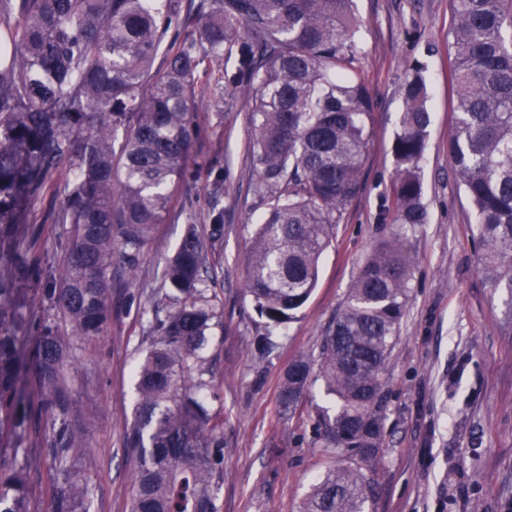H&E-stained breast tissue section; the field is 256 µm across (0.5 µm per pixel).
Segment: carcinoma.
I'll return each mask as SVG.
<instances>
[{"instance_id": "1", "label": "carcinoma", "mask_w": 512, "mask_h": 512, "mask_svg": "<svg viewBox=\"0 0 512 512\" xmlns=\"http://www.w3.org/2000/svg\"><path fill=\"white\" fill-rule=\"evenodd\" d=\"M450 6L448 155L471 205L478 263L512 302V0ZM361 52L355 0H0V512H32L30 478L43 465L56 477L52 512H91L93 489L79 473L88 443L69 387L75 341L108 323L114 255L135 274L153 226L165 222L207 90L227 109L240 93L252 102L257 191L271 203L247 260V291L276 324L305 304L334 227L363 188L374 103L356 66ZM202 72L217 74L212 89L198 87ZM403 98L396 232L363 265L319 357L337 401L324 431L363 461L382 445V375L409 299L405 232L427 219L419 162L432 116L421 69ZM48 195L61 200L52 223L69 229L60 262L40 268L26 224ZM223 233L222 224L206 236L189 228L154 301L124 431L130 512H218L224 433L203 394L218 312L202 285L206 239ZM31 277L43 313L29 348L22 285ZM311 373L308 358L288 366L283 412L296 414ZM373 484L370 469L335 467L302 512H366Z\"/></svg>"}]
</instances>
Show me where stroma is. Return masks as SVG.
Returning a JSON list of instances; mask_svg holds the SVG:
<instances>
[{
	"mask_svg": "<svg viewBox=\"0 0 512 512\" xmlns=\"http://www.w3.org/2000/svg\"><path fill=\"white\" fill-rule=\"evenodd\" d=\"M360 61L375 108L364 188L346 208L322 256L319 280L292 320L267 323L244 288L259 218L270 206L256 191L247 99L227 111L203 102L198 134L165 223L156 225L128 280L112 264V314L103 335L77 343L70 389L89 422L80 473L94 489L93 512H130L133 483L123 433L133 417L135 368L148 346L149 299L188 227L222 216L223 236L207 248L205 286L221 312L205 354L208 402L224 430L220 512H301L314 478L357 457L318 426L336 400L316 377L302 414L279 412L288 365L317 358L329 325L367 257L392 231V151L402 87L422 68L432 124L420 162L427 221L408 230L413 265L407 311L383 375V444L373 463L369 512H512V297L492 288L477 263L471 208L448 155L454 126L448 84L449 0H356ZM58 199L34 210V258L58 261L66 228L50 223Z\"/></svg>",
	"mask_w": 512,
	"mask_h": 512,
	"instance_id": "35a3bbf8",
	"label": "stroma"
}]
</instances>
